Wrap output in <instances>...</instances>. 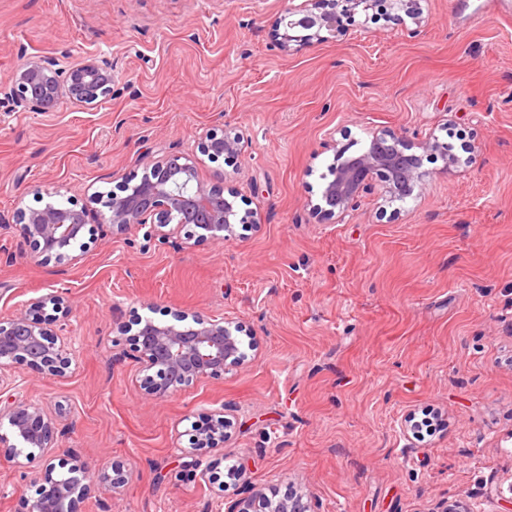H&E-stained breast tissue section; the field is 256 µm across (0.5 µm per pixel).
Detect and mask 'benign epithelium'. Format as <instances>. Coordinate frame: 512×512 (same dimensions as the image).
Listing matches in <instances>:
<instances>
[{"label":"benign epithelium","mask_w":512,"mask_h":512,"mask_svg":"<svg viewBox=\"0 0 512 512\" xmlns=\"http://www.w3.org/2000/svg\"><path fill=\"white\" fill-rule=\"evenodd\" d=\"M380 0H302L290 6L276 20V32L285 50L321 41L322 30L339 32L355 23L362 14L376 9ZM327 4L329 9L321 8ZM393 20L408 17L421 22V0H391ZM112 68L104 61L86 57L66 67L54 58L32 56L20 66L9 82L5 100L10 109L52 112L64 98L86 106H97L112 99ZM323 149L334 152L319 201L310 203L312 213L325 219L342 218L356 207L372 188L373 178H382V199L392 205L419 196L432 173L423 169V154L444 160L441 174H453L461 164L448 143L434 136L413 144L395 130L372 134L365 148L346 154L328 134ZM244 141L235 128L217 123L208 129L202 152L212 159H233L244 152ZM421 153H416V150ZM239 188L229 182L208 185L198 179L195 161L183 154H168L144 162L138 182L126 180L119 191L95 192L82 203L60 205L53 201L42 207L19 208L12 218L0 215L3 224L12 223L31 248V257L52 262L59 268L72 264L74 248L86 246L96 206L106 209L104 219L112 233L120 235L133 226L146 229V236L160 243L170 240L176 230L193 227L201 239L221 243L237 236L236 226L259 228L255 216L239 208ZM69 305L57 293H48L19 307L10 318L0 320V392L6 390L3 371L25 364L43 374L65 377L72 365V353L64 338L53 330L57 321L69 314ZM171 320L158 322L139 319L132 334L133 352L145 373L144 386L155 399L171 397L194 382L245 364L249 356L242 350L243 325L226 317L187 309L169 312ZM7 418L10 434H0V456L19 458L27 448L39 449L45 457L41 490L29 512H80V504L91 494L111 496L126 484L124 471L97 472L92 467L55 473L51 463L59 449L54 420L38 405L13 400L0 408V419ZM232 421L223 414L195 430L192 448L181 451L182 467L200 471L203 462L195 457L198 448H214L224 443ZM225 512H310L298 497L273 500L256 491L225 509Z\"/></svg>","instance_id":"obj_1"}]
</instances>
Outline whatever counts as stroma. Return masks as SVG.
<instances>
[{"label":"stroma","mask_w":512,"mask_h":512,"mask_svg":"<svg viewBox=\"0 0 512 512\" xmlns=\"http://www.w3.org/2000/svg\"><path fill=\"white\" fill-rule=\"evenodd\" d=\"M289 0H0V84L31 56L112 65L98 108L0 107V215L46 194L84 200L179 152L202 182L234 180L261 227L217 244L178 230L116 236L102 220L75 265L31 258L0 224V320L50 291L71 305L66 379L14 366L24 397L57 421V471L122 466L114 497L81 512H218L254 490L311 512H474L512 504V0H423L421 23H368L288 52ZM244 152L201 151L215 122ZM395 130L468 157L421 195L382 206L381 181L339 222L315 217L332 152ZM480 150L468 154L470 145ZM191 309L242 323L255 359L163 400L149 397L126 330ZM225 411L230 438L199 449L209 480L180 468L194 421ZM440 413L416 440L413 414ZM0 457V512H29L44 464ZM243 467L242 480L227 469Z\"/></svg>","instance_id":"obj_1"}]
</instances>
